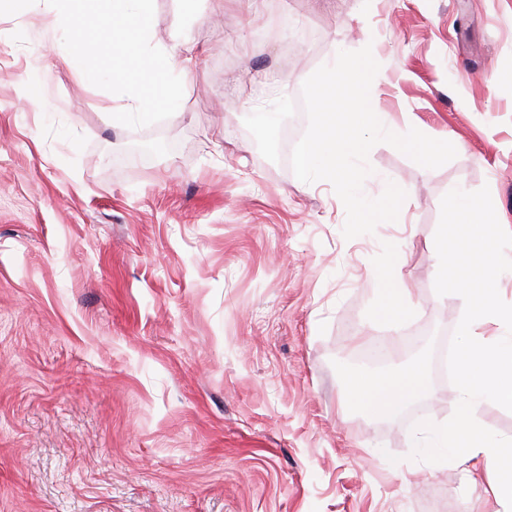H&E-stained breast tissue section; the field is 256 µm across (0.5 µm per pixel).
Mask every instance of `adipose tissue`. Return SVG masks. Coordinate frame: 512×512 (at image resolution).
Masks as SVG:
<instances>
[{
  "mask_svg": "<svg viewBox=\"0 0 512 512\" xmlns=\"http://www.w3.org/2000/svg\"><path fill=\"white\" fill-rule=\"evenodd\" d=\"M96 14L121 27L131 21L146 23L151 0H94ZM426 389V378L421 368L400 371L379 378H366L356 384L354 395L358 402L382 416H393L417 399Z\"/></svg>",
  "mask_w": 512,
  "mask_h": 512,
  "instance_id": "adipose-tissue-1",
  "label": "adipose tissue"
}]
</instances>
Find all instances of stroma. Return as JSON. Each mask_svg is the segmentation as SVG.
Instances as JSON below:
<instances>
[{"label":"stroma","mask_w":512,"mask_h":512,"mask_svg":"<svg viewBox=\"0 0 512 512\" xmlns=\"http://www.w3.org/2000/svg\"><path fill=\"white\" fill-rule=\"evenodd\" d=\"M46 7L0 15V512H512L495 471L411 457L413 427L457 401L436 372L464 312L434 288L440 201L489 187L512 232V0H153L150 42L182 38L196 64L136 104L112 95L139 77L134 30L82 50L87 15L49 31ZM285 9L315 44L262 37ZM367 45L377 111L457 156L375 145L364 194L407 197L348 240L332 185L292 171L307 118L281 131L305 79ZM249 109L277 114L266 148ZM377 271L411 283L400 324ZM378 342L427 379L388 418L347 379Z\"/></svg>","instance_id":"stroma-1"}]
</instances>
